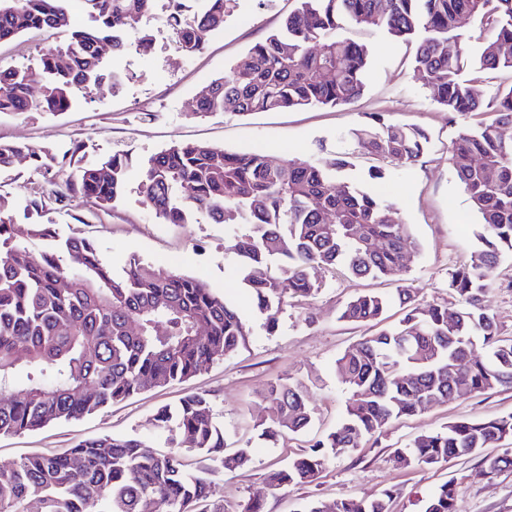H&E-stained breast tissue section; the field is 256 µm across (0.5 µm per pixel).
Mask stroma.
Wrapping results in <instances>:
<instances>
[{
    "mask_svg": "<svg viewBox=\"0 0 512 512\" xmlns=\"http://www.w3.org/2000/svg\"><path fill=\"white\" fill-rule=\"evenodd\" d=\"M296 7L295 0H235L224 21L201 53L186 57L174 49L164 22V9L152 21L157 49L148 56L131 51L110 58L124 81L104 84L78 95L63 112L0 113V141L40 144L56 152L82 142L86 160L120 155L127 164L123 197L105 212L80 194L51 205L42 221L61 237L94 240L114 270L136 258L167 267L204 282L233 304L250 334L236 352L216 360L182 384L169 385L112 405L77 421L63 422L19 437H0V464L25 453H52L100 434L137 437L152 450L164 449L167 434L156 428L158 409L175 405L191 391L213 397L214 417L224 430L227 449H247L250 463L227 473L214 466L211 498L224 512H246L260 501L263 512H303L306 503L344 497H378L391 491L389 512H424L426 500L442 484L453 483L457 512H512V471L488 476L481 456L437 467H396L394 449L409 447L423 433L448 423L512 412V390H498L468 399H451L426 413L390 424L378 437L361 442L353 452L333 460L314 483L275 489L270 470L287 465L339 423L349 392L335 372L338 356L363 337L377 332L374 324L341 320L343 305L363 291L385 295L414 288L420 303L458 304L448 296V274L467 262L475 249L477 216L471 211L448 162V149L462 116L445 112L433 99L425 74L414 69V43L374 25H349L345 36L368 49V77L363 94L345 106H321L239 116L232 112L201 118L193 108L198 93L231 67L257 41L275 31ZM67 33L30 31L0 44V65L28 64L37 50L62 43ZM380 113L397 124L424 128L431 143L413 165H404L362 151L353 129ZM203 141L228 152L259 151L281 162L299 157L321 163L347 156L348 179L361 183L391 204L398 218L410 224L419 245L414 264L379 279H357L333 267L311 269L321 290L312 298L290 300L268 328L242 283L239 259L230 245L248 233L245 224H213L194 216L185 224L155 218L139 192L141 170L148 158L175 142ZM378 169L382 178L370 179ZM51 192L47 179L16 163L0 171V191L11 196L16 223H25L29 185ZM501 337L512 339V256L501 258L486 296ZM277 378L304 385L312 423L308 429L271 442L255 427L260 395Z\"/></svg>",
    "mask_w": 512,
    "mask_h": 512,
    "instance_id": "stroma-1",
    "label": "stroma"
}]
</instances>
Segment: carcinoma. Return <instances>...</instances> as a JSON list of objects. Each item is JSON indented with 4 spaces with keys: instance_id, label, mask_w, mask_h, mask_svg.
<instances>
[{
    "instance_id": "carcinoma-1",
    "label": "carcinoma",
    "mask_w": 512,
    "mask_h": 512,
    "mask_svg": "<svg viewBox=\"0 0 512 512\" xmlns=\"http://www.w3.org/2000/svg\"><path fill=\"white\" fill-rule=\"evenodd\" d=\"M72 0H0V42L31 30L70 32L61 45L43 48L22 68L0 69V113L61 112L80 93L120 70L101 48L128 52L153 41L150 22L158 0H79L92 25L71 29ZM187 0H166L165 21L184 56L200 52L224 27L233 0H204L188 13ZM281 27L256 42L228 75L214 80L194 112H277L346 105L365 88L367 49L340 34L347 23L373 24L416 42L415 68L429 77L433 99L451 114H476L483 91L462 78L471 63L459 21L478 19L491 33L476 63L512 70V0H297ZM512 84L498 91L494 120L463 127L449 163L480 218L479 246L448 276V294L461 308L426 307L409 288L391 298L363 292L340 318L380 323L396 300L405 310L396 326L365 337L336 359V374L350 391L338 426L272 471L275 488L311 484L330 461L356 448L394 421L424 413L448 395L466 398L512 388V339L499 336L484 305L492 273L512 253ZM362 150L402 164L417 162L429 144L416 125L394 124L381 114L352 132ZM26 160L43 175L65 173L46 195L33 190L17 224L0 194V436L20 435L78 419L158 387L181 383L235 352L249 330L224 297L203 282L135 259L116 273L95 242L58 237L51 224L32 220L79 192L107 211L125 193V163L113 156L92 162L66 159L40 145L0 142V169ZM344 156L321 165L290 158L274 165L260 152L228 153L206 142L174 143L155 154L140 193L155 217L185 224L201 214L214 224H248L235 238L243 284L267 326L289 299L315 296L313 266H333L356 278H381L403 257L414 262L418 244L410 225L377 196L342 176ZM47 243L36 256L29 241ZM482 340L485 352L474 350ZM263 400L275 411L257 421L275 440L308 428L305 392L286 381L271 383ZM168 432L167 451L147 449L135 437L102 434L54 455L30 454L0 467V512H224L210 502L208 469H186L194 451L228 472L245 468V448L224 451V430L207 393L193 392L155 415ZM512 439V413L451 422L394 452L402 468L443 465ZM493 476L512 470V452L484 461ZM385 497L312 503L304 512H387ZM425 512H455V488L441 485Z\"/></svg>"
}]
</instances>
